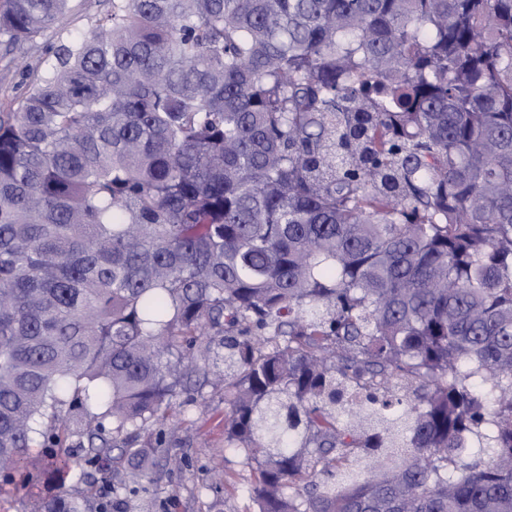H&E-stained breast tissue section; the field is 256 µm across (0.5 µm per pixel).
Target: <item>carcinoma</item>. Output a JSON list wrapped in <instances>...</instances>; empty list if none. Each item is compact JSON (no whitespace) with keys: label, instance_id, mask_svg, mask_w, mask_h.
<instances>
[{"label":"carcinoma","instance_id":"cac0c4a2","mask_svg":"<svg viewBox=\"0 0 512 512\" xmlns=\"http://www.w3.org/2000/svg\"><path fill=\"white\" fill-rule=\"evenodd\" d=\"M215 382L259 512H512V0H110L0 113V492Z\"/></svg>","mask_w":512,"mask_h":512}]
</instances>
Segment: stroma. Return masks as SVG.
<instances>
[{
	"mask_svg": "<svg viewBox=\"0 0 512 512\" xmlns=\"http://www.w3.org/2000/svg\"><path fill=\"white\" fill-rule=\"evenodd\" d=\"M108 7V0H71L62 24L13 49L0 45V113L16 111L52 49L95 28ZM164 431L177 468L146 483L132 512H258L247 491L253 470L240 452L224 445L222 390H205Z\"/></svg>",
	"mask_w": 512,
	"mask_h": 512,
	"instance_id": "1",
	"label": "stroma"
}]
</instances>
